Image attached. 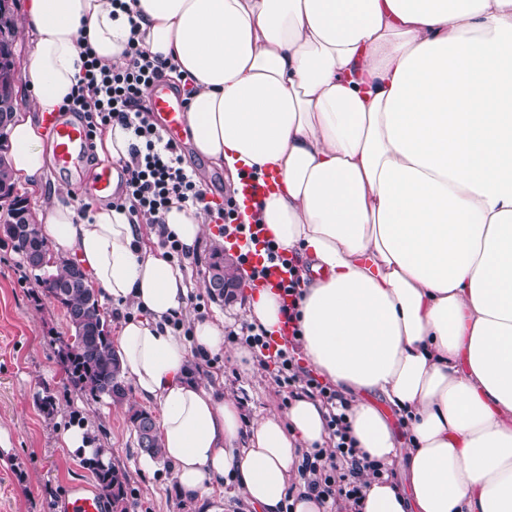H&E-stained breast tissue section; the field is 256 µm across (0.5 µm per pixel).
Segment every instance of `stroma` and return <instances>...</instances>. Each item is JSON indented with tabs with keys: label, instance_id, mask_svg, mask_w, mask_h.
Returning <instances> with one entry per match:
<instances>
[{
	"label": "stroma",
	"instance_id": "35a3bbf8",
	"mask_svg": "<svg viewBox=\"0 0 512 512\" xmlns=\"http://www.w3.org/2000/svg\"><path fill=\"white\" fill-rule=\"evenodd\" d=\"M96 175L92 164L69 177L51 170L41 189L23 183L17 189L35 213L59 193L67 194L84 211L94 204L84 188ZM211 231L197 254L185 262L191 274V292L201 303L188 313L211 318L221 315L227 326L237 327L245 321V295L237 294L228 302L212 296L205 286L209 265L223 249L221 223H212ZM69 335L64 309L47 295L22 254L0 232V428L8 432L12 448L10 464L0 466V512H57L73 487L100 491L84 457L61 443L65 431L81 426L88 427L98 445L108 448L123 481L121 506L125 512H197L180 496L166 463L157 462L152 470L142 465L144 454L137 445L130 415L144 409V402L132 392L119 403L97 399L68 382L58 351ZM224 348L227 353L233 345L228 342ZM226 353L204 366L203 374L210 380L223 379L225 391L238 398L246 420L287 408L290 395L278 386L272 371L246 376ZM48 394L54 400L49 416L40 406Z\"/></svg>",
	"mask_w": 512,
	"mask_h": 512
}]
</instances>
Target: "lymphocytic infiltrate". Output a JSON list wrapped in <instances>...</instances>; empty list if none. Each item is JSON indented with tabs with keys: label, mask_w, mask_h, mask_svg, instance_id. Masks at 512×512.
<instances>
[{
	"label": "lymphocytic infiltrate",
	"mask_w": 512,
	"mask_h": 512,
	"mask_svg": "<svg viewBox=\"0 0 512 512\" xmlns=\"http://www.w3.org/2000/svg\"><path fill=\"white\" fill-rule=\"evenodd\" d=\"M84 59V74L61 106L62 111L78 113L89 140H97L104 130L121 127L130 131L133 141L129 158L124 161V188L113 198L115 208H128L131 223L146 219L159 224L176 203L199 208L221 220L225 230L245 233L237 221L234 201L218 205L208 201L207 191L183 166L179 146L166 140L141 105L147 89L162 78L166 62L152 56L136 40H129L123 66H102L87 36L78 39ZM234 337L253 351L262 364H273L280 387L319 397L327 407V428L332 447L304 453L300 473L308 490L320 500H345L359 505L363 498V472L380 474L379 461L358 457L348 437L346 416L336 413L337 394L299 364L289 347L273 346L262 328L241 325Z\"/></svg>",
	"instance_id": "1"
}]
</instances>
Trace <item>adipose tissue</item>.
I'll return each instance as SVG.
<instances>
[{"mask_svg": "<svg viewBox=\"0 0 512 512\" xmlns=\"http://www.w3.org/2000/svg\"><path fill=\"white\" fill-rule=\"evenodd\" d=\"M126 3L116 16L112 0H25L33 99L8 127L13 179L44 181L40 115L81 77L79 35L112 67L136 37L191 83L199 155L234 179L279 176L249 218L294 259L299 345L346 403L359 452L385 467L366 477L362 512H512V0ZM37 220L105 303L135 308L114 349L158 409L179 494L222 512L229 475L249 512H329L298 473L328 444L322 403L299 394L244 424L202 377L223 319L171 325L188 288L159 232L196 251L206 213L175 205L144 230L57 197ZM283 303L255 289L246 318L277 334Z\"/></svg>", "mask_w": 512, "mask_h": 512, "instance_id": "1", "label": "adipose tissue"}]
</instances>
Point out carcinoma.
<instances>
[{"label":"carcinoma","mask_w":512,"mask_h":512,"mask_svg":"<svg viewBox=\"0 0 512 512\" xmlns=\"http://www.w3.org/2000/svg\"><path fill=\"white\" fill-rule=\"evenodd\" d=\"M13 76L9 41L0 39V90L5 81ZM29 223H4L7 236L14 242L16 249L24 255L28 266L40 271L42 267L34 263L32 255L48 251L40 227L32 214H27ZM72 262L61 260L56 266V273L38 278L48 296L56 300L65 309V314L72 331L73 342L61 349L60 358L70 383L77 389L94 397L105 396L113 402H120L127 397L122 367L112 348V342L102 318L97 295L88 288L85 275L71 288L57 289L54 283L68 277ZM130 421L137 434L138 447L152 458L159 459L162 449L157 433L145 437L141 429L146 424H154L151 413L136 410ZM102 487L112 492V501L119 504L122 499L118 473L112 465L100 458L87 461Z\"/></svg>","instance_id":"1"}]
</instances>
